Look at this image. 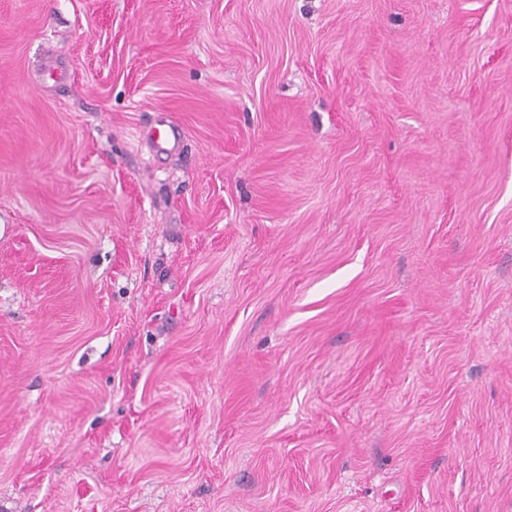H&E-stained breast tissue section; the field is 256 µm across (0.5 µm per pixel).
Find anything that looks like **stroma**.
<instances>
[{
    "instance_id": "stroma-1",
    "label": "stroma",
    "mask_w": 512,
    "mask_h": 512,
    "mask_svg": "<svg viewBox=\"0 0 512 512\" xmlns=\"http://www.w3.org/2000/svg\"><path fill=\"white\" fill-rule=\"evenodd\" d=\"M0 512H512V0H0ZM160 126L165 128L150 127L143 131V134L150 141V148L156 153H173L180 144L181 130L180 128L164 120L160 121Z\"/></svg>"
}]
</instances>
